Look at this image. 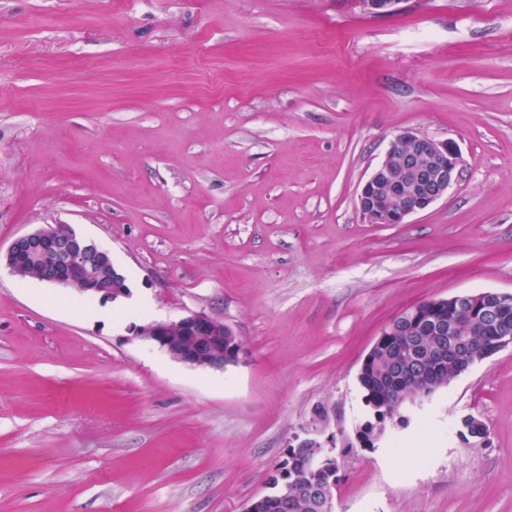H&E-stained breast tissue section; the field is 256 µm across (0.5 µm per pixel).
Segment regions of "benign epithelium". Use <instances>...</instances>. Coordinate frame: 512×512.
<instances>
[{"instance_id": "7a95c632", "label": "benign epithelium", "mask_w": 512, "mask_h": 512, "mask_svg": "<svg viewBox=\"0 0 512 512\" xmlns=\"http://www.w3.org/2000/svg\"><path fill=\"white\" fill-rule=\"evenodd\" d=\"M401 0H359L363 11L387 15L396 10ZM462 157L451 140L439 141L412 132L396 136L389 144L385 157L361 187L358 203L364 218L372 224H403L416 213L429 208L445 196L460 180ZM40 255L45 270L40 281L59 288H77L81 293L98 294L102 301H116L130 295L119 278L110 288L98 287L102 259L108 257L101 246L69 229L48 225L17 237L9 245L3 259L15 271L28 257ZM470 316L483 334L474 340L461 329L457 316ZM404 332L433 336L437 343L426 350L436 360L449 358L465 372L496 353L512 348V293L479 291L460 293L446 298H434L422 306L405 310L392 320L373 343L363 362H369L386 343L387 337ZM132 336L164 351L182 365L222 371L242 360L243 352L224 353V343L233 340L224 321L205 312H193L176 322L155 321L133 327ZM423 395H406L398 399L389 424L401 426L408 419L411 407L422 405ZM461 433L482 435L478 443L487 441L488 431L478 418L466 415ZM307 453L291 460V464L307 471V479L292 481L282 487L278 497L280 512H293L296 502L308 497L318 512H334L336 480L324 482L315 477L320 464L331 459L322 445L312 439L301 442Z\"/></svg>"}]
</instances>
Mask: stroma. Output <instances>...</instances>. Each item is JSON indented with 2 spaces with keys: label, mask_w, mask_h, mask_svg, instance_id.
<instances>
[{
  "label": "stroma",
  "mask_w": 512,
  "mask_h": 512,
  "mask_svg": "<svg viewBox=\"0 0 512 512\" xmlns=\"http://www.w3.org/2000/svg\"><path fill=\"white\" fill-rule=\"evenodd\" d=\"M407 131L454 141L462 176L369 223L359 191ZM55 224L150 308L115 329L0 268V512H245L305 439L336 512H512V348L358 439L395 316L512 292V0H0V250ZM198 311L238 365L131 337Z\"/></svg>",
  "instance_id": "1"
}]
</instances>
